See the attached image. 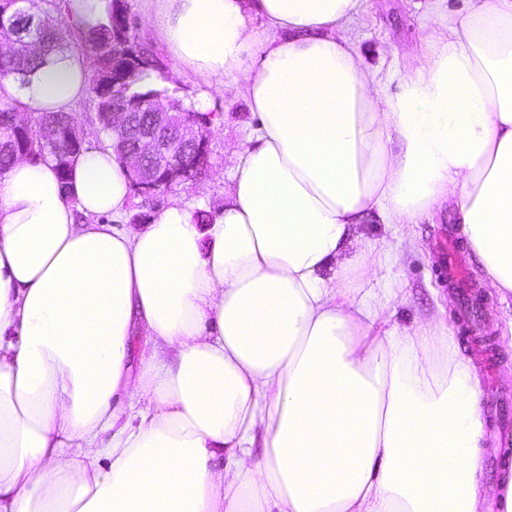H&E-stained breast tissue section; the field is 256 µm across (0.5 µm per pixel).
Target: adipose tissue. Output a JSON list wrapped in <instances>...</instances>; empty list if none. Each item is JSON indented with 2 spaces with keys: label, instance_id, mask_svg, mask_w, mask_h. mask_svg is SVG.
<instances>
[{
  "label": "adipose tissue",
  "instance_id": "obj_1",
  "mask_svg": "<svg viewBox=\"0 0 512 512\" xmlns=\"http://www.w3.org/2000/svg\"><path fill=\"white\" fill-rule=\"evenodd\" d=\"M150 2L257 125L205 224L176 202L115 225L107 145L64 184L48 158L0 176V512H477L475 367L441 315L388 309L410 226L449 201L512 337V0H431L386 68L360 0ZM90 71L62 46L0 101L69 113Z\"/></svg>",
  "mask_w": 512,
  "mask_h": 512
}]
</instances>
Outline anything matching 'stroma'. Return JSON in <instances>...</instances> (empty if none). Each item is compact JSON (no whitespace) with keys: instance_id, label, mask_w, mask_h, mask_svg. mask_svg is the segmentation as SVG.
<instances>
[{"instance_id":"35a3bbf8","label":"stroma","mask_w":512,"mask_h":512,"mask_svg":"<svg viewBox=\"0 0 512 512\" xmlns=\"http://www.w3.org/2000/svg\"><path fill=\"white\" fill-rule=\"evenodd\" d=\"M418 2L419 0H363L360 46L368 52L370 63H378L383 57H412L423 35L421 24L425 17V10L419 7ZM127 3L138 38L152 44L162 54L165 85L170 94L182 100L184 106L201 112H214L222 117L221 123L213 125L207 132L212 165L207 177L194 184L176 186L149 202L140 196H133L124 222L128 228L138 230L175 200L197 202L201 207L212 210L222 206L228 156L241 141L246 129L254 124L255 119L243 98L227 99L211 91L200 77L183 69L177 60L167 54L164 43L147 21V0H127ZM447 230L457 235L462 232L456 210L448 205L437 210L431 218L415 225L418 248L394 270L403 293L393 304L392 320L407 325L414 320L436 314L437 311H444L448 324L456 328L455 335L461 349L469 354L473 351L474 343L467 331L456 326V294L452 288L444 285L435 270V242ZM484 314V330L498 359L501 383L512 389V347L497 332L502 311L494 296H487Z\"/></svg>"}]
</instances>
